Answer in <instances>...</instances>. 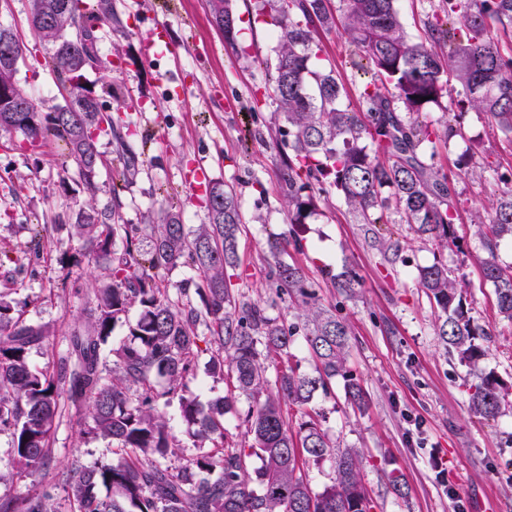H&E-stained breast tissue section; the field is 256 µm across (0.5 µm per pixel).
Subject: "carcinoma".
I'll list each match as a JSON object with an SVG mask.
<instances>
[{
	"label": "carcinoma",
	"instance_id": "1",
	"mask_svg": "<svg viewBox=\"0 0 512 512\" xmlns=\"http://www.w3.org/2000/svg\"><path fill=\"white\" fill-rule=\"evenodd\" d=\"M216 27L226 42L236 41L231 0H208ZM29 24L50 47L51 69L65 91L64 104L43 106L15 80L24 43L0 25V136L19 133L34 148L54 138L70 162L59 178L63 192L76 184L90 196L76 213L73 235L106 263V274L93 285L95 315L89 333L74 340L78 366L32 368L27 350L46 342L47 326L25 324L0 295V425L13 428V464L32 473L49 454L51 431L60 414L59 386L69 399L89 410V432L112 441L107 463L80 467L68 481L73 512H371L362 482V460L351 448H338L323 428L326 416L314 400L332 395L343 378L345 398L357 408L366 393L347 373L350 329L309 289L303 270L282 258L281 235L266 246L271 262L267 279L275 299L251 300L234 288L228 270L238 266L242 210L234 186L215 181L204 202L207 223L185 231L184 210L169 205L156 224H127L122 205L95 206L103 167L99 138L115 139L123 160L122 177H134L142 153L129 143L105 97L116 103L112 76L102 77V94L87 87V74L112 71L100 54V30L126 36L113 0H30ZM252 7L270 27L274 58L257 59L263 97L273 108V123L288 144L278 170L283 208L289 223L300 224L313 204V192L334 193L356 223L409 224L441 250L460 248L455 224L456 190L448 175L427 162L424 146L448 145L463 136L459 123L426 121L422 114L439 104L448 78L459 90L454 107L471 110L512 143V0H441V10L423 21L418 40L408 37L396 0H253ZM340 29L352 52L366 61L370 81L360 93L361 108L341 106L345 89L334 69L319 70L320 32ZM476 234L485 256L481 264L492 284L497 311L512 321V266L497 259L500 243L512 240V186L492 204ZM144 237L150 250L136 254L132 244ZM384 260L401 259L391 238L374 236ZM122 249H116L117 243ZM188 264L197 277L182 281L171 294L161 272ZM419 285L439 310L436 335L476 382L469 385V410L484 419L501 414L508 389L493 372L479 368L487 350L478 343L479 327L464 299L467 283L435 263L419 272ZM198 296L200 304L191 301ZM301 297L294 322L269 314L276 300ZM139 308L132 339L111 349L112 376L100 368V346L117 322ZM206 326L214 372L224 373L230 389L204 408L182 398L189 436L210 441L217 451L179 467L160 460L175 456L180 440L168 429L158 400L183 386L198 354L199 327ZM303 340L313 361L305 372L292 365L293 348ZM275 371L270 380L269 370ZM167 379V390L156 379ZM275 385L276 393L270 392ZM249 406L240 414L237 405ZM299 418L289 423L286 411ZM237 414L243 440L227 439L224 420ZM251 444H246V439ZM261 466L246 469V458ZM330 463L331 483L311 488V469ZM105 488L100 498L96 490ZM50 496L33 493L0 501V512H52Z\"/></svg>",
	"mask_w": 512,
	"mask_h": 512
}]
</instances>
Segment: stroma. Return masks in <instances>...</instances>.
Here are the masks:
<instances>
[{"instance_id": "stroma-1", "label": "stroma", "mask_w": 512, "mask_h": 512, "mask_svg": "<svg viewBox=\"0 0 512 512\" xmlns=\"http://www.w3.org/2000/svg\"><path fill=\"white\" fill-rule=\"evenodd\" d=\"M115 6L129 35L121 41L105 38L101 52L110 60L119 49L136 55V63L123 65L115 91L128 103L122 121L132 123L149 143L138 175L123 182L113 141L101 140L108 165L100 173L97 206L120 197L125 223L145 224L171 195L183 205L191 231L206 221L194 171L205 168L209 180L233 185L245 221L238 243L241 291L253 300L269 298L266 237L277 233L288 241L287 261L303 268L323 304L350 326L348 368L367 392L368 404L363 411L352 410L339 379L333 397L317 399L315 407L325 411V427L337 446L362 456L372 512H512V406L494 420L470 413L469 370L436 336L437 312L418 285L420 269L438 261L465 275L466 303L488 348L481 366L512 388V322L497 312L480 263L481 242L470 222L471 216L485 215L502 188L496 168H512V148L503 135L475 114L463 115L465 139L439 147L435 158L458 193L461 247L441 251L409 225L380 224V235L403 246L402 261L390 264L338 196L315 197L303 223H289L277 175L276 134L269 128L271 112L251 109L262 79L253 59L270 56L275 40L268 26L254 19L249 0H235L244 24L235 46L212 25L206 0H115ZM28 15L29 0L0 5V24L16 30L26 46L15 79L49 108L62 97L45 63L49 50L31 34ZM158 22L166 23L179 47L177 61L141 56L142 39ZM319 39V66H335L348 92L342 106L357 107L358 89L369 74L351 65L349 47L338 31L320 33ZM166 70L182 75L183 92L160 82ZM464 155L487 159L493 168L482 178H464L458 167ZM65 161L53 142L33 150L23 146L21 135L0 138V250L10 256L0 267V292L6 293L14 315L52 330L46 344L27 353L36 369L69 357L70 337L85 332L94 306L86 282L103 272L85 256V244L70 226L56 220L62 213L75 215L86 198L80 190L62 193L58 180ZM36 224L48 227L51 261H44L32 242ZM77 255L82 258L78 264L73 261ZM344 272L361 283L350 297L331 286L332 278ZM209 360L206 352L194 359L181 395L171 396L164 408L169 430L182 444L168 465L180 466L210 449L185 437L180 401L186 395L205 406L224 396L227 383L211 372ZM89 422L86 406L62 400L49 457L31 477L14 474L12 435L0 428V499L46 491L56 512H71L67 477L79 466L112 459L111 441L89 433ZM394 469L407 482L401 498L387 489V475Z\"/></svg>"}]
</instances>
